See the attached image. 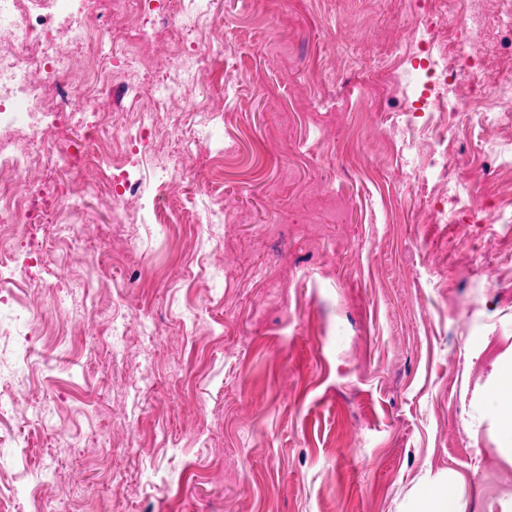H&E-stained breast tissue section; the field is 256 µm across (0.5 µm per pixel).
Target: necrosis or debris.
Returning <instances> with one entry per match:
<instances>
[{"label":"necrosis or debris","mask_w":512,"mask_h":512,"mask_svg":"<svg viewBox=\"0 0 512 512\" xmlns=\"http://www.w3.org/2000/svg\"><path fill=\"white\" fill-rule=\"evenodd\" d=\"M206 0H0V253L19 257L33 225L30 195L40 184L29 181L34 166L75 171L106 166L103 181L87 184L89 193H107L115 223H124V201L141 194L142 154L156 150L157 110L136 112L115 122L111 143L96 140L87 119L97 112L99 92L92 83L74 86L69 77L75 54L94 55V69L125 75L130 55L152 48L159 32L182 51L180 35L198 19ZM481 57L478 45L463 43L454 63L427 58L425 73L436 86L459 80L472 88L484 79L474 70ZM58 107L47 111L46 94ZM83 109L70 111L73 100ZM82 130L76 140L52 135V128Z\"/></svg>","instance_id":"obj_1"}]
</instances>
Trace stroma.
Masks as SVG:
<instances>
[{
	"label": "stroma",
	"mask_w": 512,
	"mask_h": 512,
	"mask_svg": "<svg viewBox=\"0 0 512 512\" xmlns=\"http://www.w3.org/2000/svg\"><path fill=\"white\" fill-rule=\"evenodd\" d=\"M502 8H484L480 98L451 93L465 112L437 116L456 139L438 158L426 113L403 112L406 86L428 83L409 59L430 22L429 52L454 60L465 0H209L188 38L223 41L224 75L185 80L160 132L197 159L165 192L191 221L141 229L133 249L136 200L116 225L111 200L83 198L82 242L48 255L64 306L34 325L0 404V480L52 461L38 495L71 512L84 485L106 512H407L452 475L467 512H500L512 461L481 391L512 357V192L481 207L480 168L512 173ZM180 64L164 41L129 64L139 95L106 81L100 138L153 108V74ZM217 209L223 242L198 253ZM189 303L201 329L181 319Z\"/></svg>",
	"instance_id": "stroma-1"
}]
</instances>
